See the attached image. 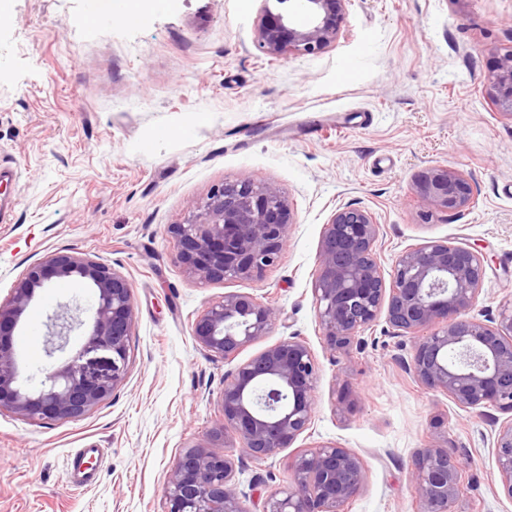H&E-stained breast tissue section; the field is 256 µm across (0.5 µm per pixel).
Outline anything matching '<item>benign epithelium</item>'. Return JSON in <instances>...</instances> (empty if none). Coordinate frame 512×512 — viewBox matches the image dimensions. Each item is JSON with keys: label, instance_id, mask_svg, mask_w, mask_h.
<instances>
[{"label": "benign epithelium", "instance_id": "benign-epithelium-1", "mask_svg": "<svg viewBox=\"0 0 512 512\" xmlns=\"http://www.w3.org/2000/svg\"><path fill=\"white\" fill-rule=\"evenodd\" d=\"M344 2L276 0L287 8L277 13L265 8L255 42L275 59L322 51L338 38ZM299 13L306 16L303 24L296 20ZM492 87L494 102L512 118V49L499 57ZM414 193L425 205L458 217L477 200L468 176L441 166L419 175ZM293 223L291 207L276 185L244 176L213 187L192 205L185 223L171 225L170 233L188 276L206 282L251 280L278 262ZM379 237L380 224L366 209L339 208L325 224L313 298L326 348L349 349L383 317L390 337L414 339L412 357L402 361L414 379L462 407L488 405L512 414V306L502 309L496 322L470 316L492 261L485 246L429 240L401 252L386 277L377 254ZM73 276L90 280L95 288L86 351L110 354L112 374L91 372L77 354L32 391L19 380L14 330L37 289L53 278ZM78 311L65 303L50 317L48 355L63 349L69 333L82 325ZM278 316L274 306L252 295L229 293L203 310L192 336L202 350L233 359L268 335ZM135 318L129 281L105 262L63 250L28 265L0 303V411L33 420H72L91 412L124 379ZM317 381L315 354L297 336L225 373L219 418L207 438L220 441L231 429L241 447L220 454L197 445L181 454L168 477V512H244L236 464L264 461L296 443L312 423ZM495 448L501 484L512 497V420L497 429ZM290 470L288 491L266 496L261 512H344L367 483L361 458L332 443L299 450ZM462 475L461 463L447 447L418 452L411 461L418 512H452Z\"/></svg>", "mask_w": 512, "mask_h": 512}]
</instances>
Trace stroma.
<instances>
[{
  "label": "stroma",
  "instance_id": "1",
  "mask_svg": "<svg viewBox=\"0 0 512 512\" xmlns=\"http://www.w3.org/2000/svg\"><path fill=\"white\" fill-rule=\"evenodd\" d=\"M261 0H168L136 19L92 18V0H11L0 21V302L26 267L72 250L129 280L136 305L124 381L77 420L0 412V512H168L176 458L205 442L234 363L200 349L192 325L227 293L260 297L279 320L240 355L297 336L319 364L301 447L334 443L367 468L345 512H416L410 464L447 445L465 460L453 512H512L496 466L492 407L464 408L406 373L414 341L384 321L346 352L324 344L312 285L325 224L369 210L391 268L427 240L487 245L493 260L476 318L512 305V118L489 79L512 47V0H347L341 36L286 59L254 41ZM447 166L470 176L463 218L429 209L413 181ZM276 184L295 212L281 259L258 280L202 283L176 260L168 228L224 182ZM95 290L72 277L39 290L14 333L24 384L86 342L48 353L63 303L91 321ZM92 457L97 482L71 486L66 458ZM292 449L237 469L244 512L291 483Z\"/></svg>",
  "mask_w": 512,
  "mask_h": 512
}]
</instances>
